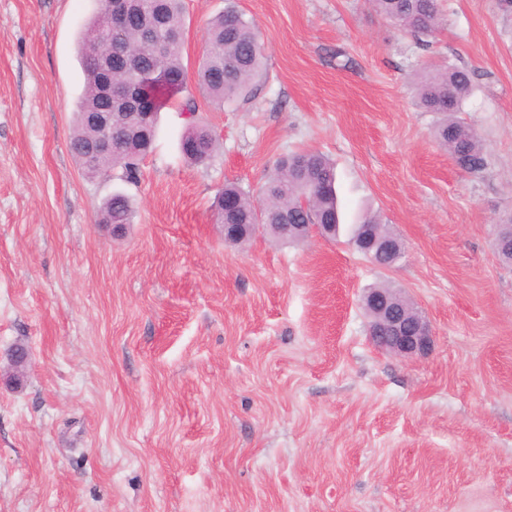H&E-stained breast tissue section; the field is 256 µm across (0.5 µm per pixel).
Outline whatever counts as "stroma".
Instances as JSON below:
<instances>
[{
	"instance_id": "obj_1",
	"label": "stroma",
	"mask_w": 512,
	"mask_h": 512,
	"mask_svg": "<svg viewBox=\"0 0 512 512\" xmlns=\"http://www.w3.org/2000/svg\"><path fill=\"white\" fill-rule=\"evenodd\" d=\"M429 46L367 0H236L266 71L219 108L205 166L165 109L128 234L97 213L120 181L70 150L77 39L95 0H0V512H512V11L439 0ZM225 0H185L196 70ZM457 65L459 112L486 149L477 175L416 104L423 67ZM336 167L347 223L363 211L405 248L388 268L347 238L225 244V182L259 193L289 153ZM401 289L432 351L375 347L366 288ZM28 350L21 373L11 354Z\"/></svg>"
}]
</instances>
